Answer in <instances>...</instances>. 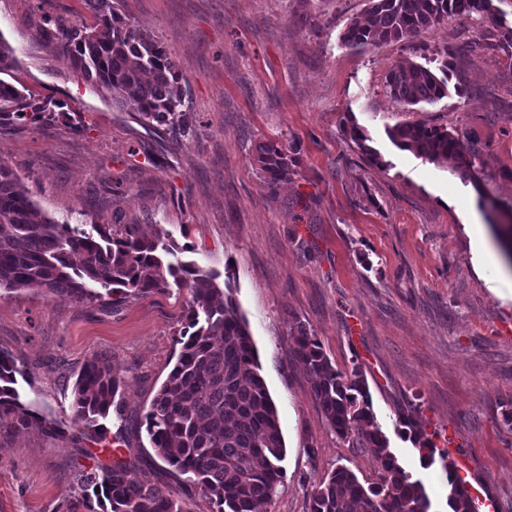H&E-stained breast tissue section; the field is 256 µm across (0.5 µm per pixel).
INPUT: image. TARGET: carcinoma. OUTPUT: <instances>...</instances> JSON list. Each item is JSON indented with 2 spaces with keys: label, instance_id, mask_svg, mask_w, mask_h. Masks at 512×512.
Masks as SVG:
<instances>
[{
  "label": "carcinoma",
  "instance_id": "carcinoma-1",
  "mask_svg": "<svg viewBox=\"0 0 512 512\" xmlns=\"http://www.w3.org/2000/svg\"><path fill=\"white\" fill-rule=\"evenodd\" d=\"M93 23L74 24L60 15H41L40 37L68 58L87 82L105 89L112 103L135 112L147 125L186 129L182 76L158 38L131 21L114 0H85ZM494 14L493 0H369L366 18L352 21L342 40L352 46L380 45L413 39L452 16ZM489 46L512 55V27L486 39ZM452 56L441 55L440 72L410 63L389 71L384 87L408 104L432 103L448 96ZM16 63L12 47L0 36V74ZM64 119L47 103L0 79V126L40 124ZM401 150L436 162L452 156L458 168L473 170L475 154L446 127L404 123L388 131ZM294 148L278 141L261 142L254 157L269 194L291 179ZM172 246L150 224H94L87 231L59 224L30 199L20 180L0 167V288L38 287L53 296L94 305H118L129 297L163 295L171 286L186 290L184 330L176 343V363L144 414L147 437L173 473L210 496L215 512H254L271 502L283 478L285 446L274 402L260 374V364L246 320L240 315L230 281L191 264H165ZM290 356L308 375L311 392L336 435L367 450L378 472L363 482L340 466L324 477L311 495L310 512H433L422 480L413 477L391 452L369 398L362 366L349 372L333 365L311 329L295 327ZM26 367L0 351V439L38 428L53 438L63 422L47 421L28 408L16 388ZM123 379L100 358L84 365L73 387L68 420L78 438L119 451L100 420L121 413ZM414 444L421 466L440 457L448 478L449 512H472L469 498L439 450L419 431ZM78 485L88 512H188L168 489L154 483L121 458L98 470L83 471Z\"/></svg>",
  "mask_w": 512,
  "mask_h": 512
}]
</instances>
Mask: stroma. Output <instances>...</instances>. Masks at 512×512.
<instances>
[{"label": "stroma", "instance_id": "1", "mask_svg": "<svg viewBox=\"0 0 512 512\" xmlns=\"http://www.w3.org/2000/svg\"><path fill=\"white\" fill-rule=\"evenodd\" d=\"M39 0H0V35L13 48L11 81L62 104L81 131L59 121L0 127V164L50 218L71 224H152L171 262L229 277L276 405L286 455L278 493L260 512H309L313 490L343 465L375 481L362 448L340 439L289 356L295 322L313 330L338 370L361 363L390 450L420 478L435 512H448L440 465L422 468L401 419L437 448L464 457L465 479L512 512V301L481 264L497 241L481 194L512 203V57L484 31L512 26V0L493 18L453 17L411 40L349 46L341 35L367 0H121L183 76L191 134L144 124L113 107L38 34ZM453 48L447 97L410 106L385 91L406 61L430 64ZM448 127L474 149L461 179L454 162L400 150L392 127ZM360 127L359 144L351 132ZM296 149L295 174L269 195L257 144ZM379 162H371L367 149ZM124 191L113 195L115 180ZM469 204L460 210L447 196ZM186 293L120 305H85L40 288L0 289V350L28 380L22 401L49 419L70 412L72 386L92 357L125 381L122 416L105 422L120 452L31 429L0 449V512H88L79 472L134 462L189 512H215L199 487L171 475L138 423L176 358Z\"/></svg>", "mask_w": 512, "mask_h": 512}]
</instances>
